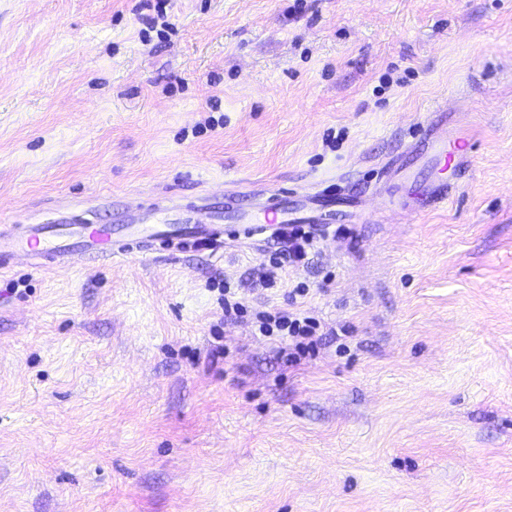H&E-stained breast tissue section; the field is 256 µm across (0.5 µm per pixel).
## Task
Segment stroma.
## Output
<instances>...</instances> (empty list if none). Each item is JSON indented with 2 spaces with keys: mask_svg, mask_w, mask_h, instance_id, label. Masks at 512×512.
<instances>
[{
  "mask_svg": "<svg viewBox=\"0 0 512 512\" xmlns=\"http://www.w3.org/2000/svg\"><path fill=\"white\" fill-rule=\"evenodd\" d=\"M0 0V225L108 224L232 182L361 220L288 272L323 334L255 335L273 238L0 267V512H512V0ZM448 205L379 213L439 105ZM247 310L224 319V289Z\"/></svg>",
  "mask_w": 512,
  "mask_h": 512,
  "instance_id": "stroma-1",
  "label": "stroma"
}]
</instances>
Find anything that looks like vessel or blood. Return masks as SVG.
Returning a JSON list of instances; mask_svg holds the SVG:
<instances>
[{"label":"vessel or blood","mask_w":512,"mask_h":512,"mask_svg":"<svg viewBox=\"0 0 512 512\" xmlns=\"http://www.w3.org/2000/svg\"><path fill=\"white\" fill-rule=\"evenodd\" d=\"M430 130L415 138L408 150L385 161L380 169V189L390 210L421 214L448 201L445 171L460 167L470 151L465 143H449L448 120L437 112L428 119ZM423 161L435 175L422 193L410 194L404 186L413 178L412 165ZM337 195L331 191L301 193L294 190L257 191L237 185L224 193V208L201 207L197 224H153L141 229L122 226L111 231L102 224H7L0 227V263L23 258L27 267L44 270L74 257L123 258L141 254L155 243L174 247L207 245L219 247L225 237L250 238L277 224H311L326 227L336 213Z\"/></svg>","instance_id":"1"}]
</instances>
